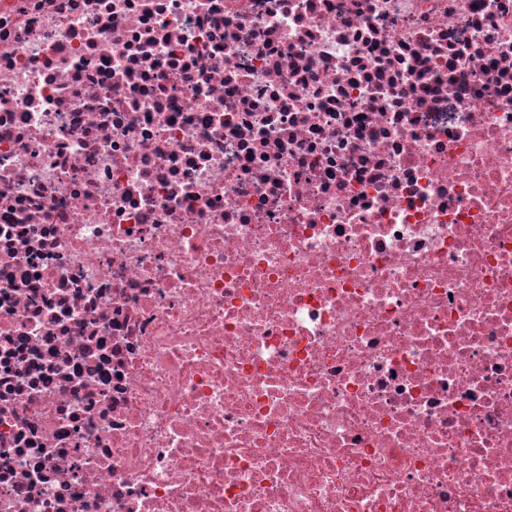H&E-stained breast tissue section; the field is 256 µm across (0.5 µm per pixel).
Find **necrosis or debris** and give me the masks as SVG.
Listing matches in <instances>:
<instances>
[{
    "mask_svg": "<svg viewBox=\"0 0 512 512\" xmlns=\"http://www.w3.org/2000/svg\"><path fill=\"white\" fill-rule=\"evenodd\" d=\"M0 512H512V0H0Z\"/></svg>",
    "mask_w": 512,
    "mask_h": 512,
    "instance_id": "obj_1",
    "label": "necrosis or debris"
}]
</instances>
